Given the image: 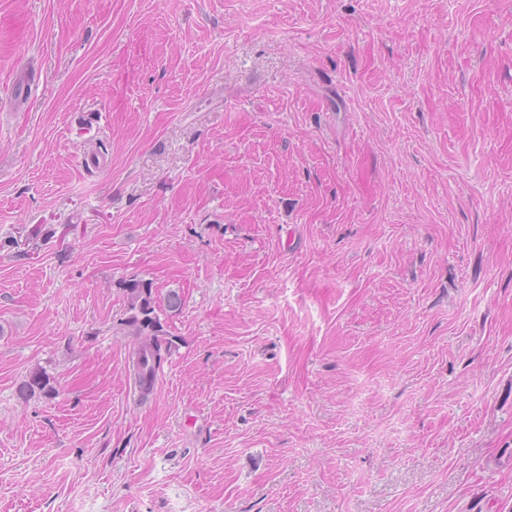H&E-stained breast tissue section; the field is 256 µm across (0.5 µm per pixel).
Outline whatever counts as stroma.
I'll return each instance as SVG.
<instances>
[{
    "instance_id": "1",
    "label": "stroma",
    "mask_w": 512,
    "mask_h": 512,
    "mask_svg": "<svg viewBox=\"0 0 512 512\" xmlns=\"http://www.w3.org/2000/svg\"><path fill=\"white\" fill-rule=\"evenodd\" d=\"M0 512H512V0H0ZM129 310L133 313L127 320L126 326L134 336L140 337V343L134 354L137 355L135 363V378L145 390L150 389V380L145 379V372L161 367L164 356L162 352H170L176 343L172 338L164 337L163 326L155 315L152 297V284L147 281L130 279L122 283ZM56 391L51 377L38 369L30 372L19 387V392L24 398L33 397L37 393L52 394Z\"/></svg>"
}]
</instances>
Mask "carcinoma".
Here are the masks:
<instances>
[{"label":"carcinoma","mask_w":512,"mask_h":512,"mask_svg":"<svg viewBox=\"0 0 512 512\" xmlns=\"http://www.w3.org/2000/svg\"><path fill=\"white\" fill-rule=\"evenodd\" d=\"M122 288L129 310L132 311L125 324L133 335L140 337V343L135 351V378L147 391L150 389V382L145 379V372L160 368L164 360L163 353L170 352L175 347V342L165 336L163 326L155 315L152 284L130 279L122 283ZM19 392L21 396L28 398L38 393L52 394L56 392V388L47 373L36 369L22 381Z\"/></svg>","instance_id":"cac0c4a2"}]
</instances>
